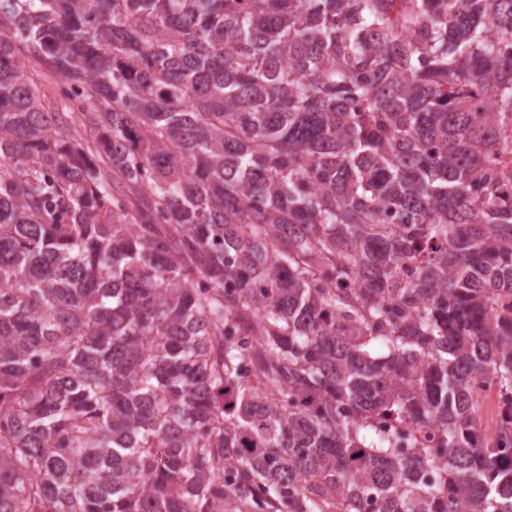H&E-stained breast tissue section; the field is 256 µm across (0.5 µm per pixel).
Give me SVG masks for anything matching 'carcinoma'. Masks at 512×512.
Here are the masks:
<instances>
[{
	"instance_id": "1",
	"label": "carcinoma",
	"mask_w": 512,
	"mask_h": 512,
	"mask_svg": "<svg viewBox=\"0 0 512 512\" xmlns=\"http://www.w3.org/2000/svg\"><path fill=\"white\" fill-rule=\"evenodd\" d=\"M511 46L512 0H0V512H512ZM19 47L18 60L21 70L28 81L37 86L44 103L49 105L53 112H70L69 123L71 126L81 131L85 138L92 140L89 131L87 134L84 132L80 110L62 94L64 81L61 76L42 60L29 54L22 45ZM497 399L498 391L494 387L479 391L475 419L478 430L485 435H492L496 429Z\"/></svg>"
}]
</instances>
